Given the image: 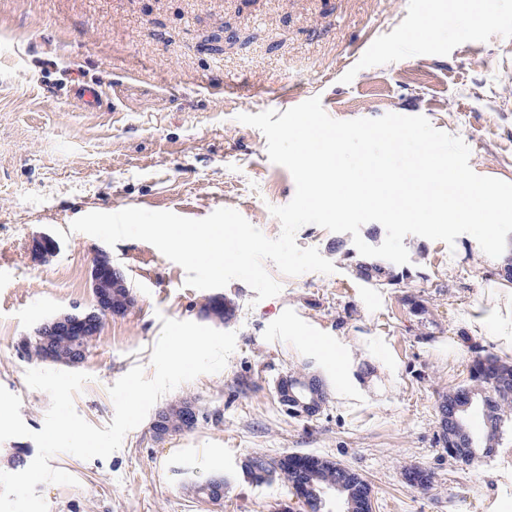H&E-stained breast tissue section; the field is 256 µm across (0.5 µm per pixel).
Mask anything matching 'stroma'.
Masks as SVG:
<instances>
[{"instance_id":"obj_1","label":"stroma","mask_w":512,"mask_h":512,"mask_svg":"<svg viewBox=\"0 0 512 512\" xmlns=\"http://www.w3.org/2000/svg\"><path fill=\"white\" fill-rule=\"evenodd\" d=\"M471 23L463 0H0V387L21 399L41 430L49 396L25 373L45 368L22 347L44 320L92 310L99 254L122 268L135 307L103 321L80 364L74 397L97 428L114 415L109 389L132 367L153 376L163 318L203 323L208 291L152 244L108 245L71 223L126 208L202 219L225 207L267 237L281 224L295 182L267 155L263 133L241 113L284 112L317 96L336 120L387 113L425 116L460 137L479 175L512 183V0H489ZM445 16L429 36L423 18ZM103 91L84 110L74 86ZM51 238L57 251L36 248ZM334 273L282 275L258 300L240 280L222 290L236 334L225 368L162 396L200 408L196 425L157 439L150 421L107 458L59 453L53 468L73 486L40 484L48 512H300L280 477L243 474L254 456L310 453L354 469L372 485L377 512H512V429L490 457L461 467L438 443L437 405L467 382L463 339L512 363V277L474 237L454 246L409 235L412 273L399 288L359 280L345 255L351 234L309 224L295 236ZM424 299L425 322L404 304ZM351 353L354 383L311 337ZM322 379L327 400L311 418L289 416L275 386L292 373ZM224 478L221 501L197 484Z\"/></svg>"}]
</instances>
